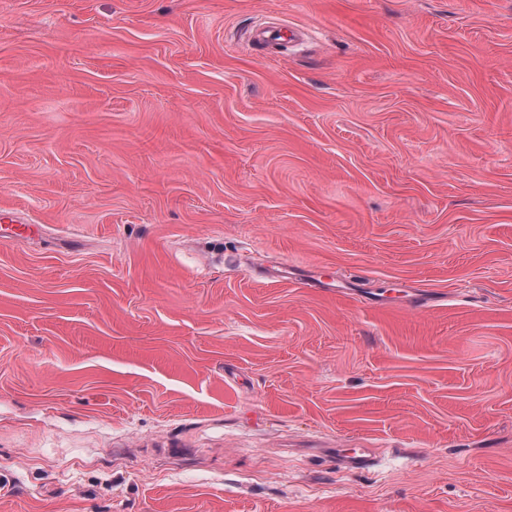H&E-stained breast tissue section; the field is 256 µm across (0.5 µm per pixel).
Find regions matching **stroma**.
Listing matches in <instances>:
<instances>
[{
    "label": "stroma",
    "mask_w": 512,
    "mask_h": 512,
    "mask_svg": "<svg viewBox=\"0 0 512 512\" xmlns=\"http://www.w3.org/2000/svg\"><path fill=\"white\" fill-rule=\"evenodd\" d=\"M1 475L512 512V0H0Z\"/></svg>",
    "instance_id": "obj_1"
}]
</instances>
